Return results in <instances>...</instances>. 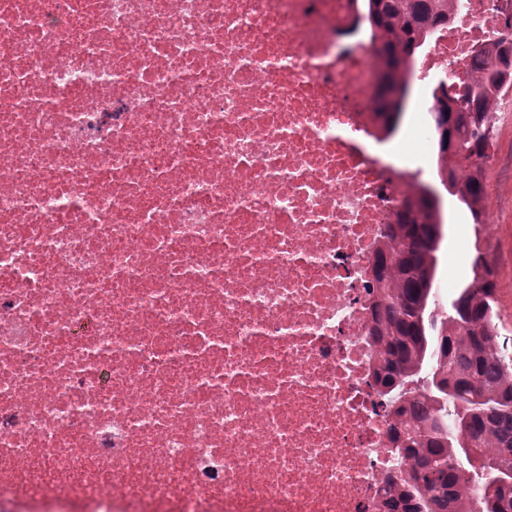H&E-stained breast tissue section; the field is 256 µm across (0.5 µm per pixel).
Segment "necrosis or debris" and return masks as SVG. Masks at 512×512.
<instances>
[{
    "mask_svg": "<svg viewBox=\"0 0 512 512\" xmlns=\"http://www.w3.org/2000/svg\"><path fill=\"white\" fill-rule=\"evenodd\" d=\"M377 69L361 0H0V512H378Z\"/></svg>",
    "mask_w": 512,
    "mask_h": 512,
    "instance_id": "1",
    "label": "necrosis or debris"
}]
</instances>
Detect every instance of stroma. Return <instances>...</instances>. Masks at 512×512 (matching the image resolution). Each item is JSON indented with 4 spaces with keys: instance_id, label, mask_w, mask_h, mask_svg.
<instances>
[{
    "instance_id": "obj_1",
    "label": "stroma",
    "mask_w": 512,
    "mask_h": 512,
    "mask_svg": "<svg viewBox=\"0 0 512 512\" xmlns=\"http://www.w3.org/2000/svg\"><path fill=\"white\" fill-rule=\"evenodd\" d=\"M430 89V84L414 82L400 127L389 144L397 152L399 167L418 174L440 195L445 237L434 288L440 301H447L449 268H459V280H466L473 257L470 246L479 243L493 269L499 330L512 343V112L507 110L498 115L497 136L490 151L491 162L485 169L487 210L493 214L494 221L477 227L471 223L463 205L443 188L435 160L423 163L401 150L416 129L431 122L430 113L422 109Z\"/></svg>"
}]
</instances>
